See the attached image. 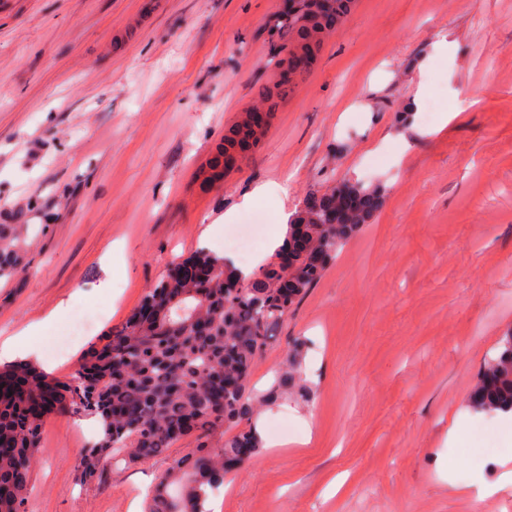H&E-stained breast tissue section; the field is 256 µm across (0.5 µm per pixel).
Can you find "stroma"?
Here are the masks:
<instances>
[{
	"label": "stroma",
	"mask_w": 512,
	"mask_h": 512,
	"mask_svg": "<svg viewBox=\"0 0 512 512\" xmlns=\"http://www.w3.org/2000/svg\"><path fill=\"white\" fill-rule=\"evenodd\" d=\"M278 10L0 0V224L30 226L29 273L0 280V342L57 307L53 330L104 306L55 363L70 378L171 263L224 252L257 211L279 233L272 198L244 203L254 188L287 182L293 211L344 181L378 185L371 223L254 366L265 389L304 338L306 392L253 417L264 445L212 512H512V413L471 404L512 336V0H355L258 146L204 186L201 168L273 83ZM87 428L45 419L29 512H144L157 477L197 446L86 482L74 466Z\"/></svg>",
	"instance_id": "35a3bbf8"
}]
</instances>
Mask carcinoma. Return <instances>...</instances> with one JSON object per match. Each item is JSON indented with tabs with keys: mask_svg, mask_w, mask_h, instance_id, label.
<instances>
[{
	"mask_svg": "<svg viewBox=\"0 0 512 512\" xmlns=\"http://www.w3.org/2000/svg\"><path fill=\"white\" fill-rule=\"evenodd\" d=\"M352 0H292L270 21L271 36L285 42L275 56L278 81L262 92L282 99L292 90L299 66H310L324 36L347 18ZM259 132L246 121L224 137L205 180L224 178V169L248 150ZM383 201L382 189L342 183L311 194L294 211L278 257L249 278L224 256L201 249L189 260L209 271L197 281L182 264L149 289L140 311L91 346L67 382L28 361L0 367V512H26L39 434L50 412L94 418L99 436L75 466L82 481L112 463L134 465L163 454L182 437L195 434L200 445L158 478L148 512H210L209 493L224 484L226 465L241 462L242 449L255 455L260 439L251 421L256 404L274 403L288 391V374L260 395L250 388L256 360L273 331L321 278L341 244L370 223ZM25 224H0V278L27 272L11 242ZM476 403L512 411V378L486 376ZM245 424L215 451L208 437L219 427Z\"/></svg>",
	"mask_w": 512,
	"mask_h": 512,
	"instance_id": "cac0c4a2",
	"label": "carcinoma"
}]
</instances>
